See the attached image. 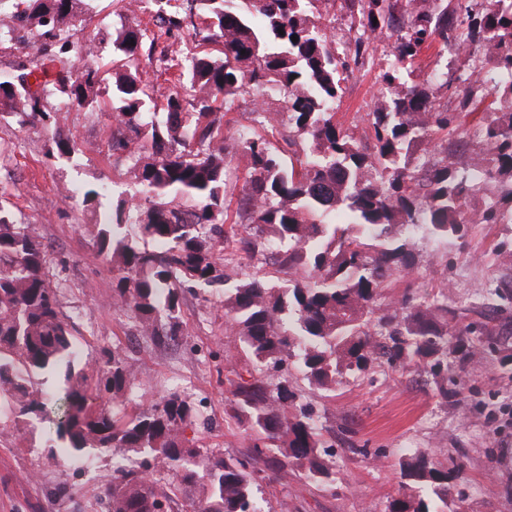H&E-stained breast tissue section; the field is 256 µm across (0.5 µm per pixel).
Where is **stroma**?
<instances>
[{
  "instance_id": "stroma-1",
  "label": "stroma",
  "mask_w": 512,
  "mask_h": 512,
  "mask_svg": "<svg viewBox=\"0 0 512 512\" xmlns=\"http://www.w3.org/2000/svg\"><path fill=\"white\" fill-rule=\"evenodd\" d=\"M121 23L114 0H95L86 16L83 32L94 40L102 72L112 69V40ZM39 45L31 34L0 43V77L35 69ZM377 73L369 66L349 79L337 120L348 123L368 112L379 93ZM113 128L108 108H61L54 129L0 116V206L17 223L33 225L51 260L50 285L79 326L82 361L121 342L137 372L135 395L153 401L173 389L186 391L206 417L195 427L202 447L239 453L249 439L224 413V365L235 349L224 333L223 289L201 288L188 296L185 334L169 346L140 335L130 313L112 302V268L96 253L97 229L82 199L85 190H103L108 209L119 195L139 188L132 161L112 153ZM56 134L75 141L80 153L48 156ZM504 241L512 243V224H471L464 235L443 240L424 225L412 232L414 286L430 293L442 281L453 282L449 305L468 308V321L491 319L506 336L482 357L449 363L448 382L456 393L446 398L432 376L383 361L331 392L309 388L294 374L335 439L336 489H318L289 472L265 488L268 512H385L401 489L400 460L408 448L445 465L461 464L465 512H512V265L499 262ZM488 288L508 296L484 304ZM48 431L45 422L18 426L0 418V512H102L98 495L112 475L111 460L91 458L83 470L65 467L45 446ZM63 482L72 495L54 497L53 488Z\"/></svg>"
}]
</instances>
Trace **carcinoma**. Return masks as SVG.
Returning <instances> with one entry per match:
<instances>
[{
	"instance_id": "1",
	"label": "carcinoma",
	"mask_w": 512,
	"mask_h": 512,
	"mask_svg": "<svg viewBox=\"0 0 512 512\" xmlns=\"http://www.w3.org/2000/svg\"><path fill=\"white\" fill-rule=\"evenodd\" d=\"M9 2L0 42L37 29L42 64L38 78L31 71L0 79V114L55 128L58 113L47 110L45 94L71 108L108 99L112 152L134 161L143 196L118 200L95 223L98 255L114 273L113 300L140 335H159L163 319L175 340L185 294L224 285V331L236 337L249 374L227 368L224 413L251 445L226 456L187 437L199 408L186 393L132 398L124 347H104L91 371H72L77 329L50 287L46 251L31 225L0 206V414L50 422L46 447H59L67 463L112 457L104 512H262L258 494L293 468L334 488V445L291 370L329 391L379 357L443 378L448 357H474L498 335L486 324H459L442 292L423 296L408 284L398 313L383 298L395 277L413 272L412 228L424 224L446 238L464 232L466 211L482 224L512 217V0H165L154 29L122 24L117 55L132 61L144 51L151 59L158 45L198 29V18L202 43L221 49L187 57L160 95L147 73L126 63L110 81L97 68L73 70L82 0ZM336 9L347 17L340 36L321 22ZM384 42L383 99L350 125L336 121L345 83ZM460 45L464 61L448 66L444 52ZM432 49L426 71L422 56ZM31 79L34 94L24 87ZM258 95L278 97L288 114L287 163L271 123L263 134L241 126L224 136L230 121L218 102ZM480 108L479 120L466 122ZM473 137L485 145L482 174L452 161ZM233 148L249 155L252 175L231 210L224 176ZM240 228L250 232L248 249L275 250L276 279H240L235 254L216 253ZM55 368L65 369L64 387L49 396L35 374ZM401 466L413 484L387 512H448L459 467L419 452L405 454Z\"/></svg>"
}]
</instances>
